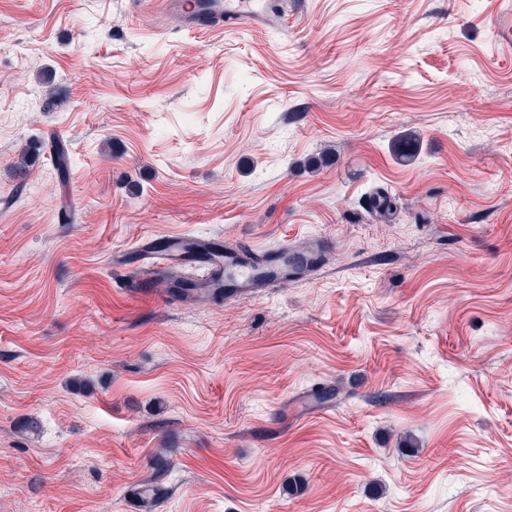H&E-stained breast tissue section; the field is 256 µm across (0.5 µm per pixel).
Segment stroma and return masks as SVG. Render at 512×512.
Masks as SVG:
<instances>
[{
	"label": "stroma",
	"instance_id": "35a3bbf8",
	"mask_svg": "<svg viewBox=\"0 0 512 512\" xmlns=\"http://www.w3.org/2000/svg\"><path fill=\"white\" fill-rule=\"evenodd\" d=\"M180 234L332 247L257 298L129 297L113 257ZM0 512H512L502 0L208 32L0 0Z\"/></svg>",
	"mask_w": 512,
	"mask_h": 512
}]
</instances>
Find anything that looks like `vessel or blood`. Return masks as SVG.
Wrapping results in <instances>:
<instances>
[{"instance_id":"b4317fda","label":"vessel or blood","mask_w":512,"mask_h":512,"mask_svg":"<svg viewBox=\"0 0 512 512\" xmlns=\"http://www.w3.org/2000/svg\"><path fill=\"white\" fill-rule=\"evenodd\" d=\"M164 6L178 13L185 27L193 31L226 25L266 28L285 20L284 13L270 9L266 0H165ZM327 248L323 238L314 237L305 251L296 252L284 246L261 257L250 247L231 246L208 238H147L137 247L138 268L130 292L141 295L142 281L187 264L189 253L203 252L210 256L204 274L195 280L176 281L181 295L195 296L223 288L232 295L255 298L275 283L310 272Z\"/></svg>"}]
</instances>
